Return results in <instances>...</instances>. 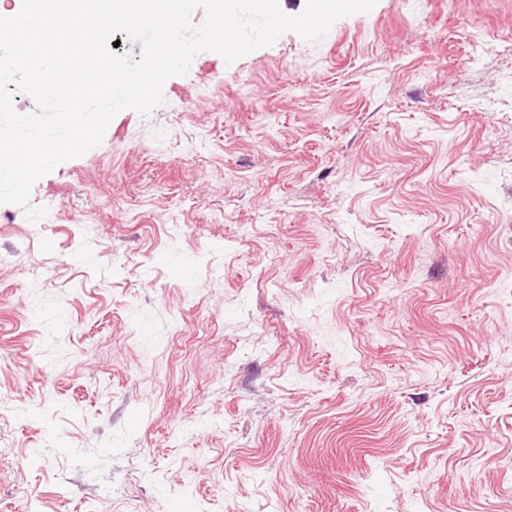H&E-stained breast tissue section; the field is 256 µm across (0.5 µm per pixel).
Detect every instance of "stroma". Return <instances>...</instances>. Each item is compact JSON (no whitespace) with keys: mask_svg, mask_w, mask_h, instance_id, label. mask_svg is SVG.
<instances>
[{"mask_svg":"<svg viewBox=\"0 0 512 512\" xmlns=\"http://www.w3.org/2000/svg\"><path fill=\"white\" fill-rule=\"evenodd\" d=\"M163 95L0 204V512H512V0Z\"/></svg>","mask_w":512,"mask_h":512,"instance_id":"obj_1","label":"stroma"}]
</instances>
